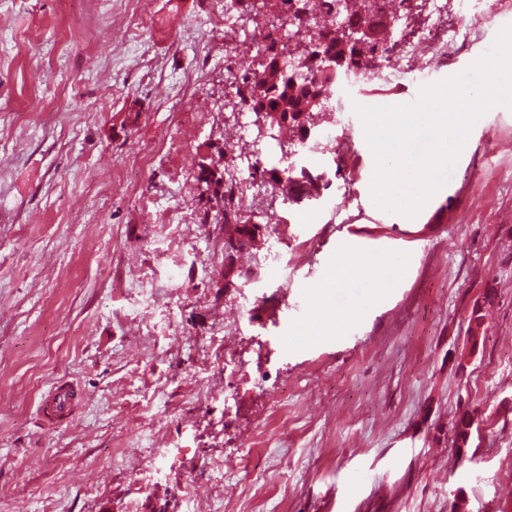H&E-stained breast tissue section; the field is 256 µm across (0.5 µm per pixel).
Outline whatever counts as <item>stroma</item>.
Wrapping results in <instances>:
<instances>
[{
	"label": "stroma",
	"instance_id": "35a3bbf8",
	"mask_svg": "<svg viewBox=\"0 0 512 512\" xmlns=\"http://www.w3.org/2000/svg\"><path fill=\"white\" fill-rule=\"evenodd\" d=\"M141 2L0 0V506L452 512L461 487L463 512H512V110L477 121L413 218L374 204L353 111L465 70L512 0H459L457 41L426 73L336 84L329 138L289 157L322 175L316 199L263 212L239 170L267 233L232 288L194 178L211 144L254 143L251 113L225 115L224 79L256 69L259 44L246 25L226 47L224 0ZM364 244L383 251L376 279L329 293L339 328L285 346L315 285ZM490 287L484 346L458 372ZM67 386L79 400L48 420ZM466 406L462 461L450 423Z\"/></svg>",
	"mask_w": 512,
	"mask_h": 512
}]
</instances>
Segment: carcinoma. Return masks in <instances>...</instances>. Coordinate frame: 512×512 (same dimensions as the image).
Instances as JSON below:
<instances>
[{"mask_svg": "<svg viewBox=\"0 0 512 512\" xmlns=\"http://www.w3.org/2000/svg\"><path fill=\"white\" fill-rule=\"evenodd\" d=\"M324 6L336 13L335 36L328 40L320 36L316 24L304 21L303 0H273V9L261 24L256 21L259 12L255 0H236L240 20L264 33L253 76H242L234 90L224 95L230 112L246 106L254 113H267L266 132H256L253 143L270 138L278 141L279 147L295 152L315 128L317 114L331 111L330 98L321 93L330 91L335 81L325 74L324 67L333 65L357 73L359 61L373 62L386 52L374 36L342 44L344 34L360 31L362 17H347L343 0H326ZM283 39L290 44L288 56L281 60L278 45ZM242 155L241 151L220 148L202 158L196 176L199 203L203 204L202 222L235 226V234L224 238V243H237L240 252L267 228L246 215L239 201L233 171ZM248 168L250 177L259 176L270 187L269 207L278 198L292 202L303 199V186L313 180L306 168L298 172L290 165L269 169L258 158L248 163ZM473 424V414L467 408L458 412L452 422L453 442L463 458L467 457Z\"/></svg>", "mask_w": 512, "mask_h": 512, "instance_id": "obj_1", "label": "carcinoma"}]
</instances>
